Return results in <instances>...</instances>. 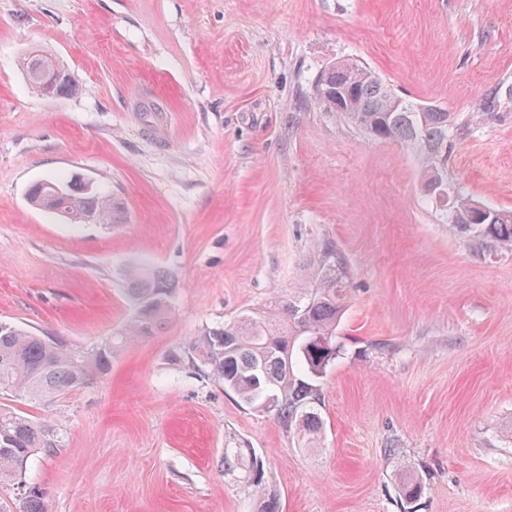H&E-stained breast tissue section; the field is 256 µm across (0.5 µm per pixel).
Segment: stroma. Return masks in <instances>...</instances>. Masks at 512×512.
Masks as SVG:
<instances>
[{"label":"stroma","instance_id":"stroma-1","mask_svg":"<svg viewBox=\"0 0 512 512\" xmlns=\"http://www.w3.org/2000/svg\"><path fill=\"white\" fill-rule=\"evenodd\" d=\"M33 48L75 94L32 92ZM341 58L454 113L449 186L512 209V0H0V321L89 351L131 317L127 266L180 281L107 373L49 404L0 394L56 440L0 512L26 485L49 512H257L228 448L254 449L279 512H512V252L450 231L407 150L315 100ZM75 175L126 222L30 205ZM328 240L351 296L311 449L168 352L298 286Z\"/></svg>","mask_w":512,"mask_h":512}]
</instances>
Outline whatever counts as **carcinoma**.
<instances>
[{"label": "carcinoma", "instance_id": "1", "mask_svg": "<svg viewBox=\"0 0 512 512\" xmlns=\"http://www.w3.org/2000/svg\"><path fill=\"white\" fill-rule=\"evenodd\" d=\"M37 59L25 56L20 68L33 92L43 94L30 74ZM349 85L359 103V112L340 116L364 134L390 140L416 158L420 182L428 184L441 175L448 157L449 133L455 125L450 112H421L419 104L406 101L394 110L392 94L384 81L363 73L349 76L347 68L329 65L330 101H320L328 111L336 108V87ZM60 182L47 179L32 184L28 201L36 209L64 214L74 224L93 217L97 224H122V204L109 194L73 186L70 196L55 197ZM445 223L461 235L487 240L512 250V210L491 206L480 209L472 198L457 195L445 212ZM125 294L133 320L124 338L150 336L173 314L178 287L175 275L148 264L130 266L125 274ZM350 273L342 253L330 242L316 247L299 287L274 297L266 308L233 321L207 327L188 345L169 351L174 362L188 357L209 376L233 392L244 404L275 416L285 430L310 446L320 439L323 421L319 411L318 380L336 360L340 348L336 328L350 297ZM112 361V340L91 352L73 351L58 336H38L22 327L0 322V393L37 401H51L106 372ZM275 395L274 407L263 406L266 393ZM53 429L9 409H0V481H19L32 452L54 448ZM224 473L245 472L247 481L260 487L264 468L243 448H227L222 459ZM19 512H48L44 492L34 486L21 494Z\"/></svg>", "mask_w": 512, "mask_h": 512}]
</instances>
